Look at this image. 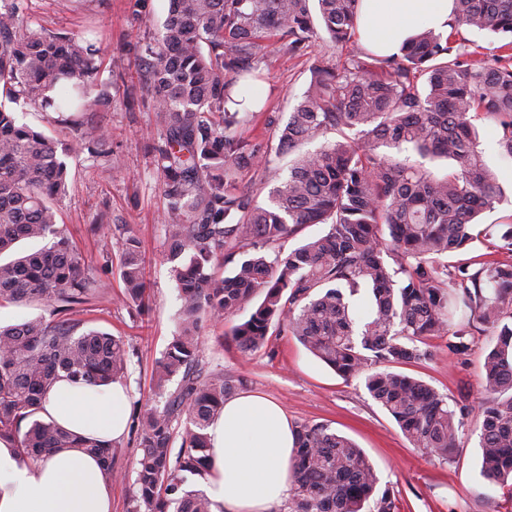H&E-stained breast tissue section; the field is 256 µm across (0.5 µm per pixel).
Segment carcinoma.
<instances>
[{"mask_svg":"<svg viewBox=\"0 0 512 512\" xmlns=\"http://www.w3.org/2000/svg\"><path fill=\"white\" fill-rule=\"evenodd\" d=\"M360 0H170L161 46L128 42L110 56L148 74L157 136L149 148L168 201L166 237L180 290V323L153 381L163 409L136 417L141 457L130 512H211L201 490L183 489L186 475L207 474L208 427L233 385L200 361L205 320L250 308L231 339L249 356L286 331L344 378L364 376L371 397L417 448L448 458L460 421L446 397L425 382L390 370L431 356L434 336L451 335L448 351L468 350L474 324L493 330L484 356L481 473L512 480V224L500 225L497 254L508 259L450 262L478 240L473 223L501 195L498 175L483 160L474 120H493L503 156L512 158V0H454L450 32L423 26L400 51L371 56L358 48L343 63L314 59L310 82L288 123L261 146L238 133L240 83L259 77L273 54L307 52L321 26L336 43L356 36ZM501 38L491 58L470 59L462 29ZM105 50L79 35L23 25L0 9V95L41 102L57 112L107 107L108 93L89 99ZM60 89L56 98L46 92ZM81 149L107 158L111 136L98 125L66 118ZM335 141L298 156L265 206L236 187L239 175L266 166L328 133ZM355 133L352 138L349 133ZM453 162L443 177L379 148ZM69 187L56 142L16 122L0 105V306L40 301L49 316L0 325V438L26 460L57 448L100 456L117 476L112 443L78 439L40 417L42 399L60 373L92 385L124 376L122 338L99 330L75 335L76 309L100 295L72 238L58 226L54 201ZM305 224L328 231L282 252ZM47 241L13 255L22 241ZM272 253H267V250ZM119 270L123 300L141 307L145 292L139 240L126 227ZM369 290V313L357 321L353 299ZM467 321L452 326L455 312ZM380 364L387 365L383 370ZM180 378L178 387L168 383ZM180 440L177 455L173 443ZM285 512H398L389 490L349 439L323 425L301 423Z\"/></svg>","mask_w":512,"mask_h":512,"instance_id":"cac0c4a2","label":"carcinoma"}]
</instances>
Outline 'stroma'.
I'll use <instances>...</instances> for the list:
<instances>
[{
  "label": "stroma",
  "instance_id": "1",
  "mask_svg": "<svg viewBox=\"0 0 512 512\" xmlns=\"http://www.w3.org/2000/svg\"><path fill=\"white\" fill-rule=\"evenodd\" d=\"M24 21L34 29L64 34H89L104 48L116 49L143 33L160 35L168 14V0H148L149 16L142 27L128 21L127 0H17ZM351 45L332 42L318 33L307 55H272L262 63V77L251 84L254 110L240 129L255 143L266 142L268 121L285 125L294 105L301 100L310 79L314 57L344 62ZM137 66H130L124 80H117L109 60H102L98 89L108 91V108L82 113V121L106 125L112 137L108 159L109 178L99 175L100 162L88 154L70 157L69 190L58 200V225L76 242L92 268H99L105 254H118L121 225L138 237L149 293L145 311L121 301L124 284L119 273L109 275L110 286L89 304L79 317L84 329H102L125 341L129 360L124 382L130 390V415L163 405L152 381L155 361L178 330L180 301L167 260L164 219L167 201L159 175L148 159V135L153 114L148 108L128 109L124 103L125 82H140ZM18 123L44 132L62 145L73 142L74 133L57 121L53 108L20 100L10 106ZM480 148L486 163L497 173L504 195L481 225L505 223L512 215V160L503 158L491 120L477 119ZM320 141L297 146L295 154L319 149ZM295 154L274 158L270 168L244 172L240 187L255 204L266 205L277 179L287 178ZM238 313L220 322L205 321L200 331L201 360L206 369L223 371L235 380L238 392H253L279 402L292 422L327 426L330 431L354 441L372 462L379 489H392L400 512H512V490L490 483L480 472L479 447L483 417L480 402L482 364L492 344V330L475 331L463 354L449 353L447 337L428 341L432 352L426 360L401 366L406 375L421 379L462 406L461 425L455 448L441 459L414 447L388 412L367 392L362 378L345 379L312 355L296 337H271L258 352L243 355L232 342V325L244 321ZM135 429L116 441L117 478L112 481V512H129L140 450Z\"/></svg>",
  "mask_w": 512,
  "mask_h": 512
}]
</instances>
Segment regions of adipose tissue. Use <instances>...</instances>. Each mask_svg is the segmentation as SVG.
<instances>
[{
    "label": "adipose tissue",
    "mask_w": 512,
    "mask_h": 512,
    "mask_svg": "<svg viewBox=\"0 0 512 512\" xmlns=\"http://www.w3.org/2000/svg\"><path fill=\"white\" fill-rule=\"evenodd\" d=\"M453 0H361L356 35L380 56L398 51L421 23L448 28ZM129 393L123 383L92 386L62 376L41 416L74 435L121 439ZM206 479L212 512H277L291 490L294 426L282 406L255 393L224 403L210 425ZM0 512H112V480L102 461L80 448H60L23 462L11 439H0Z\"/></svg>",
    "instance_id": "1"
}]
</instances>
